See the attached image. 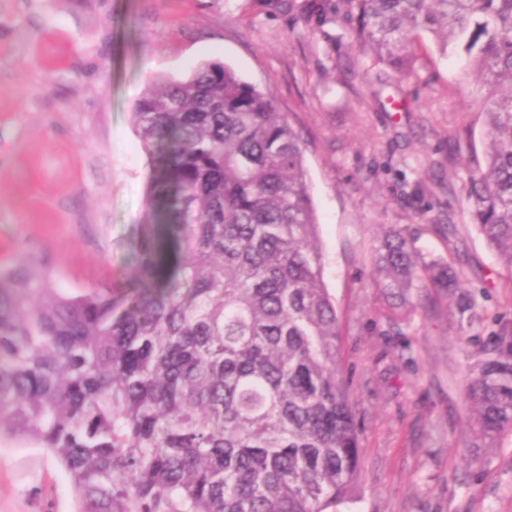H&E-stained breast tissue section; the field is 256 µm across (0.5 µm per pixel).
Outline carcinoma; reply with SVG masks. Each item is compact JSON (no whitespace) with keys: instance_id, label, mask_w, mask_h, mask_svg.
Returning a JSON list of instances; mask_svg holds the SVG:
<instances>
[{"instance_id":"obj_1","label":"carcinoma","mask_w":512,"mask_h":512,"mask_svg":"<svg viewBox=\"0 0 512 512\" xmlns=\"http://www.w3.org/2000/svg\"><path fill=\"white\" fill-rule=\"evenodd\" d=\"M360 50L417 76L427 35L467 58L486 126L468 177L474 226L512 283V0H344ZM134 121L152 221L119 290L70 295L31 258L0 270V437L52 456L76 512H338L361 472L336 304L299 135L221 62L151 84ZM393 227L375 280L475 301ZM463 380L471 447L512 432V336Z\"/></svg>"}]
</instances>
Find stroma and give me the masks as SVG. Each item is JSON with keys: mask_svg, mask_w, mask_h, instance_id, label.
<instances>
[{"mask_svg": "<svg viewBox=\"0 0 512 512\" xmlns=\"http://www.w3.org/2000/svg\"><path fill=\"white\" fill-rule=\"evenodd\" d=\"M355 28L343 0H0V269L31 256L69 291L131 274L150 212L135 105L154 81L222 62L302 142L360 430L340 512H512V435L466 462L463 379L512 324V284L466 196L484 164L475 80L428 38L417 77L397 80ZM395 225L461 272L472 327L436 289L399 304L376 287ZM74 499L52 457L0 439V512H74Z\"/></svg>", "mask_w": 512, "mask_h": 512, "instance_id": "obj_1", "label": "stroma"}]
</instances>
